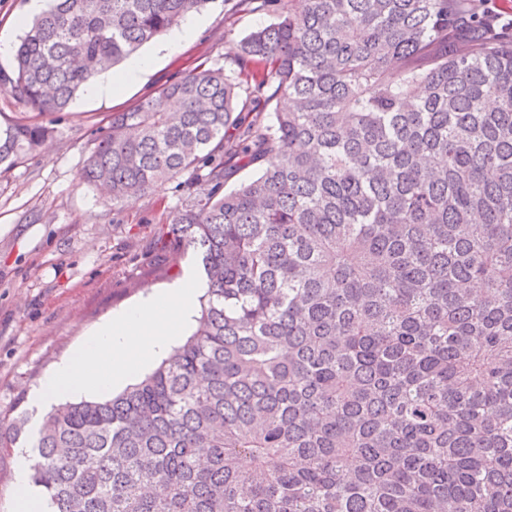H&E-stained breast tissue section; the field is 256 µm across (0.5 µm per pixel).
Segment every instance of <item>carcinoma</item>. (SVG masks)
<instances>
[{
	"instance_id": "obj_1",
	"label": "carcinoma",
	"mask_w": 512,
	"mask_h": 512,
	"mask_svg": "<svg viewBox=\"0 0 512 512\" xmlns=\"http://www.w3.org/2000/svg\"><path fill=\"white\" fill-rule=\"evenodd\" d=\"M486 2L239 0L274 21L234 66L112 114L81 179L179 180L158 244L206 291L151 373L43 417L48 512H512V20ZM208 3L53 0L10 92L62 112ZM55 133L7 124L0 164Z\"/></svg>"
}]
</instances>
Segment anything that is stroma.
<instances>
[{"label":"stroma","instance_id":"obj_1","mask_svg":"<svg viewBox=\"0 0 512 512\" xmlns=\"http://www.w3.org/2000/svg\"><path fill=\"white\" fill-rule=\"evenodd\" d=\"M28 0H0V76L28 16ZM205 27L177 53L144 45L156 63L141 82L114 96L77 94L53 114L57 129L36 153L0 173V420L26 413L36 433L44 412L31 403L43 377L69 357L104 319L180 279L200 272L197 255L156 244L184 200L174 185L125 204L83 183L81 169L109 115L132 107L171 76L198 65L220 66L225 45L270 24L271 15L239 10L237 0H210Z\"/></svg>","mask_w":512,"mask_h":512}]
</instances>
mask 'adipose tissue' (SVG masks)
<instances>
[{
    "label": "adipose tissue",
    "mask_w": 512,
    "mask_h": 512,
    "mask_svg": "<svg viewBox=\"0 0 512 512\" xmlns=\"http://www.w3.org/2000/svg\"><path fill=\"white\" fill-rule=\"evenodd\" d=\"M152 65L151 57L132 56L120 74L91 82L85 93L91 98L115 94L139 81ZM201 289L186 276L113 313L44 378L33 395L34 405L43 407L65 393H108L126 384L136 371L163 356L181 328L192 323Z\"/></svg>",
    "instance_id": "obj_1"
}]
</instances>
